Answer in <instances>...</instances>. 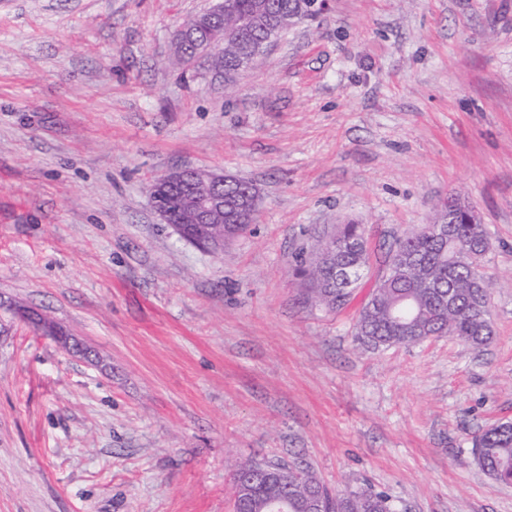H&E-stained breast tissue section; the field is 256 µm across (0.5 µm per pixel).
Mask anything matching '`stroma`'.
I'll list each match as a JSON object with an SVG mask.
<instances>
[{
  "mask_svg": "<svg viewBox=\"0 0 512 512\" xmlns=\"http://www.w3.org/2000/svg\"><path fill=\"white\" fill-rule=\"evenodd\" d=\"M213 0H0V512H232L245 461L398 512H512L471 440L512 422V0H330L232 83L172 59ZM177 167L253 182L211 252L153 211ZM485 225L494 335L372 350L301 253L362 225L366 284L441 201ZM330 267H319L311 264H305L302 268V276L305 281L306 291H307V301L312 304L322 307L329 312H335L336 310L342 308L346 303L338 301V292L340 288H346L344 286L343 281L346 278L345 272L343 268L335 266V282L337 288H331L333 285L331 283V271ZM336 291V301L335 294ZM336 303V306H334ZM8 307L9 310L14 311V314L16 316L32 324L41 335L51 336L57 342L64 345L65 348L82 352V350L77 344H69L68 338L65 337L66 334L56 324L38 317L36 314L29 310H25L20 307L11 308V305H9Z\"/></svg>",
  "mask_w": 512,
  "mask_h": 512,
  "instance_id": "1",
  "label": "stroma"
}]
</instances>
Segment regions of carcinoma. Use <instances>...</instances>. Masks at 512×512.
Instances as JSON below:
<instances>
[{"label": "carcinoma", "mask_w": 512, "mask_h": 512, "mask_svg": "<svg viewBox=\"0 0 512 512\" xmlns=\"http://www.w3.org/2000/svg\"><path fill=\"white\" fill-rule=\"evenodd\" d=\"M306 0H224V16L208 26L199 17L188 19L183 28L195 33L174 48L182 65H192L211 42L224 43V56L213 60L224 66V77L237 73V61L244 55L263 52L264 41L275 36L273 20L290 16L297 21L305 17ZM256 185L245 180L230 181L224 186L227 197L244 196ZM456 240L442 244L429 235L398 237L387 253L401 244L413 257L402 281L391 288L376 289L372 308L360 315L356 323L357 340L379 348L422 342L415 328L452 336L474 348L488 344L493 335L492 323L480 317L481 299L473 279L482 271L453 260L464 247H487L488 239L481 222L457 224ZM344 267L361 279L369 269L370 256L359 248L337 258ZM302 276L307 301L334 312L344 306L335 303L331 271L328 267L306 264ZM472 454L479 466L497 481L512 477V424H493L472 439ZM266 473L255 483L254 495L241 512H307V502L319 495L323 512H394L389 498L372 486L362 484L334 492L326 487L313 470L301 468L300 479H288L278 473V466L265 465Z\"/></svg>", "instance_id": "1"}]
</instances>
